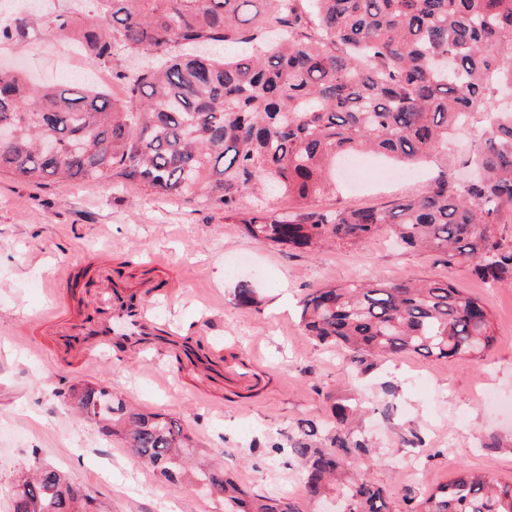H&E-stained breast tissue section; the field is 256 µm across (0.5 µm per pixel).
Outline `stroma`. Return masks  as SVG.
Listing matches in <instances>:
<instances>
[{
	"label": "stroma",
	"instance_id": "stroma-1",
	"mask_svg": "<svg viewBox=\"0 0 512 512\" xmlns=\"http://www.w3.org/2000/svg\"><path fill=\"white\" fill-rule=\"evenodd\" d=\"M93 0H36L30 10L0 0V24L19 35L0 42V64L44 84L74 74L103 87L117 102L126 85L110 67L79 54L50 23L55 14H93ZM489 116L475 110L448 135V169L464 180L466 160L481 146ZM364 186L337 179L316 208L386 206L423 192L443 167L368 160ZM164 260L159 274L151 258ZM113 278L150 282L155 318L181 332H207L225 357L253 365L259 386L232 390L165 355L120 349L70 366L39 330L44 313L67 303L93 315L98 269ZM448 281L487 307L495 343L482 357L408 355L378 362L349 388L343 354L304 336L299 309L314 289L369 277ZM248 286L250 304L236 293ZM89 381L145 412L180 420L202 453L251 493H288L300 512H317L302 494L304 467L288 453L298 425L321 421L336 396L353 392L373 444L367 476L382 487L391 512H407L405 486L430 490L472 470L512 482V288L493 287L469 266H447L435 253L403 249L388 234L364 247L288 250L247 236L235 220L204 201L184 202L127 182H84L63 189L0 172V512H9L17 480L32 459L67 471L102 512H215L200 492L157 479L119 438L104 440L73 415L63 397Z\"/></svg>",
	"mask_w": 512,
	"mask_h": 512
}]
</instances>
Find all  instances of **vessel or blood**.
Returning <instances> with one entry per match:
<instances>
[{
    "instance_id": "1",
    "label": "vessel or blood",
    "mask_w": 512,
    "mask_h": 512,
    "mask_svg": "<svg viewBox=\"0 0 512 512\" xmlns=\"http://www.w3.org/2000/svg\"><path fill=\"white\" fill-rule=\"evenodd\" d=\"M56 336L73 344L82 353L96 356L110 353L113 335L122 332L131 350L148 353L166 347L173 362H190L215 380L224 378V352L216 348L202 331L192 338H178L169 327L160 326L144 299L123 291L111 278H104L97 314L79 326H71L69 311L56 305L43 318Z\"/></svg>"
}]
</instances>
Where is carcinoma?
Returning <instances> with one entry per match:
<instances>
[{
    "instance_id": "cac0c4a2",
    "label": "carcinoma",
    "mask_w": 512,
    "mask_h": 512,
    "mask_svg": "<svg viewBox=\"0 0 512 512\" xmlns=\"http://www.w3.org/2000/svg\"><path fill=\"white\" fill-rule=\"evenodd\" d=\"M101 12L73 28L50 20L86 54L120 78L118 105L90 82L31 85L0 73V123L17 134L0 142V171L61 187L75 182L136 181L163 197L203 195L245 233L288 250L369 243L384 226L403 245L468 263L493 286H512V248L495 226L512 217V113L496 115L469 164L466 184L444 172L418 197L375 207L317 211L308 201L333 184L336 157L360 151L407 165L448 162V131L486 105L497 78L512 85V0H98ZM201 45H236L233 54H199ZM167 56L127 73L114 50ZM62 148L50 158L38 143ZM269 189L300 210L239 212L241 198ZM300 319L307 336L349 353L356 375L378 357L476 356L494 345L488 310L445 280H384L331 285L308 294ZM68 402L107 439L120 437L155 475L197 485L216 512H299L287 495L245 491L224 469L195 463L182 423L143 412L92 383L69 388ZM347 396L331 407L327 448L299 426L290 453L306 465L314 502L335 495L344 512H389L385 491L350 459L371 458ZM13 489L10 512H85L95 499L55 467L34 459ZM410 512H512V483L463 471L420 497Z\"/></svg>"
}]
</instances>
